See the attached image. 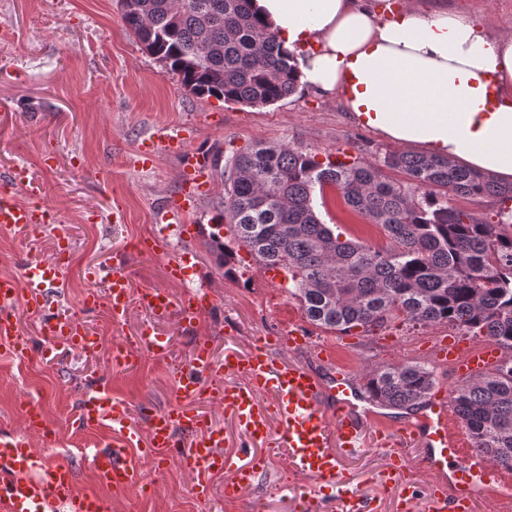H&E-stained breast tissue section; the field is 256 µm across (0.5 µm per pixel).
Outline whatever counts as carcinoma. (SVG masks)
I'll return each instance as SVG.
<instances>
[{"label":"carcinoma","mask_w":512,"mask_h":512,"mask_svg":"<svg viewBox=\"0 0 512 512\" xmlns=\"http://www.w3.org/2000/svg\"><path fill=\"white\" fill-rule=\"evenodd\" d=\"M253 0H119L122 17L148 53L199 97L267 106L300 83L295 56L257 17ZM405 174L408 184L384 176ZM223 242L209 237L224 275L237 251L288 272V292L315 324L369 332L402 319L452 324L511 352L492 372L458 387L452 402L476 450L512 470V234L448 205V195L494 196L512 213V185L425 154L392 153L382 162L323 160L300 146L255 143L224 160ZM336 189L381 244L340 240L314 199ZM434 374L418 363L379 369L365 384L388 409L419 406Z\"/></svg>","instance_id":"cac0c4a2"}]
</instances>
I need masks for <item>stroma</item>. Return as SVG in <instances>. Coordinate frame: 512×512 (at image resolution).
<instances>
[{
	"label": "stroma",
	"instance_id": "stroma-1",
	"mask_svg": "<svg viewBox=\"0 0 512 512\" xmlns=\"http://www.w3.org/2000/svg\"><path fill=\"white\" fill-rule=\"evenodd\" d=\"M416 2L468 12L490 35L512 34V0ZM160 129L188 135L191 147L204 146L223 157L229 148L257 141L297 144L321 157L344 152L369 160L403 150L354 122L336 98L303 84L266 107L195 96L144 49L124 22L118 0H0V193H14L7 173L15 162H25L41 184L40 204L54 209L73 240L68 275L55 301L103 337L97 353L61 348L33 364L16 357L10 346H0V434L23 433L21 405L34 400L49 432L45 438L32 436L34 447L49 448L51 456L68 461L80 486L95 487L91 456L107 435L77 427L80 399L96 380L105 379L113 396L131 406L133 424L143 425L141 408L162 409L174 402L172 372L185 365L198 336L211 337L220 358L225 348L245 351L257 337L299 328L330 344L331 363L308 350L283 348L279 354L323 377L342 367L363 383L373 370L410 362L430 368L436 388L451 392L462 385L461 377L432 359L428 345L436 336L476 344V337L455 326L397 320L370 333L357 329L346 335L311 323L287 283L264 279L253 258H237L235 276H225L206 244L224 195L219 170H212L213 189L190 217L200 225L199 235L187 238L179 225L155 223L156 211L179 188L182 167L180 155L165 152L147 168L136 166L142 142ZM116 213L124 215V223H113ZM321 218L336 225L342 238L384 240L381 229L365 223L336 192H327ZM156 234L165 235L172 254H191L218 305L189 329L174 317L159 324L171 340L167 357H145L134 369L117 367L111 363L114 345L136 336L151 317L137 308L125 321L113 323L104 310L84 311L85 270L123 256L132 290L158 287L182 296L184 286L168 279L164 260L133 247L134 240ZM54 240L50 226L26 240L17 231L0 229V275L18 274L26 256L48 257ZM414 418L409 410L376 409L367 431L369 450L344 462L354 488L377 493L379 512H396L398 492L378 490L373 482L385 462L378 435ZM254 455L264 458L265 466L237 499L225 498V479L219 476L212 501L202 503L176 462L162 463L137 449L132 457L142 483L106 495L112 512H294L295 494L313 492V481L292 470L285 449L258 448Z\"/></svg>",
	"mask_w": 512,
	"mask_h": 512
}]
</instances>
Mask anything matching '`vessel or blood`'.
I'll list each match as a JSON object with an SVG mask.
<instances>
[{
    "instance_id": "b4317fda",
    "label": "vessel or blood",
    "mask_w": 512,
    "mask_h": 512,
    "mask_svg": "<svg viewBox=\"0 0 512 512\" xmlns=\"http://www.w3.org/2000/svg\"><path fill=\"white\" fill-rule=\"evenodd\" d=\"M151 153L182 154L179 192L155 214L159 224H182L193 214L212 183L209 157L190 150L183 138L155 133L149 139ZM12 185L29 198L28 203L0 196V227L14 229L27 236H38L48 218L34 205L41 187L25 165H15L8 173ZM142 253L167 260V275L175 282L190 281L197 274L186 254L171 255L166 238L151 236L140 242ZM70 244L57 241L52 258L26 259L20 276L0 277V344H16L19 329L16 308L25 305L38 316L46 336V352H53L58 341L88 352H95L98 339L78 319L54 311L53 290L63 282L68 268ZM90 279L104 282V292H88L84 305L88 310L105 309L112 320L124 319L132 306L148 311L155 320L167 319L172 307H179L185 325L199 321L215 304L208 289L187 291L180 304H173L167 292L148 288L132 293L126 266L92 268ZM280 345L308 349L327 358L328 346L312 342L303 331L292 330L279 337ZM170 339L145 328L127 350L115 355L116 365L131 367L143 355H166ZM437 359L461 375L477 378L490 372L501 360L500 351L486 345L469 351L455 342L441 345ZM178 402L171 408L144 410L145 428L131 425V408L112 396L107 385H98L86 393L80 403L77 422L84 429H102L110 439L92 457L99 487L123 489L140 481L138 465L131 449L144 448L162 462L178 461L192 474V492L198 500H210L213 478L227 474L224 495L239 497L258 472L255 463L240 462L225 452L227 438L223 428L211 423L195 404L210 399L223 405L250 441L285 448L294 471L311 479L313 495L304 497L298 512H316L323 501L335 503L337 512H376V499L352 488L342 469V461L364 452L366 447L365 401L356 378L348 372L322 379L308 367L289 362L260 347L249 353L225 352L216 360L211 339H198L187 366L173 374ZM22 415L27 432L0 437V512H55L64 506L67 512H112L110 499L98 490L80 487L73 469L66 462H47L33 448L28 435L39 431L41 418L37 407L24 403ZM450 404L446 396L435 395L423 404L416 421L390 429L381 445L386 463L376 475L380 487H401L402 512H413L418 496L417 469L431 472L435 480L429 488L422 512H475L478 499L512 506V481L483 453L466 447L460 434L449 428ZM422 444L419 463H411L409 444Z\"/></svg>"
}]
</instances>
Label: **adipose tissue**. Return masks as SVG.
<instances>
[{
  "label": "adipose tissue",
  "instance_id": "adipose-tissue-1",
  "mask_svg": "<svg viewBox=\"0 0 512 512\" xmlns=\"http://www.w3.org/2000/svg\"><path fill=\"white\" fill-rule=\"evenodd\" d=\"M299 63L360 125L425 154L512 180V36L477 18L362 0H255Z\"/></svg>",
  "mask_w": 512,
  "mask_h": 512
}]
</instances>
